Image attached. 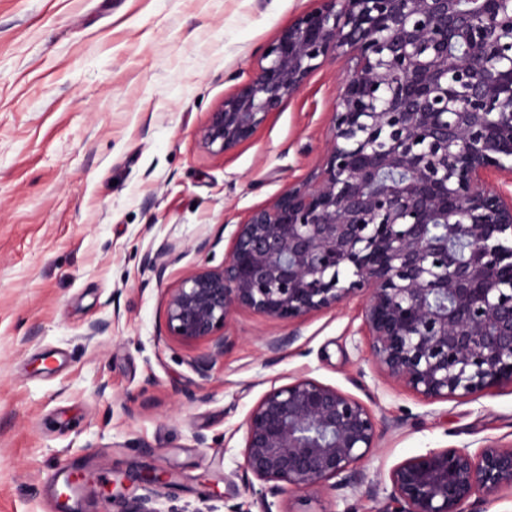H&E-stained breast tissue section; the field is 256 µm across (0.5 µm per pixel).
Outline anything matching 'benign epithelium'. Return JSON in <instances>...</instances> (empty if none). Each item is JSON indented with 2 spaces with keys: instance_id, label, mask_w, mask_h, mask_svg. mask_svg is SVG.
<instances>
[{
  "instance_id": "7a95c632",
  "label": "benign epithelium",
  "mask_w": 512,
  "mask_h": 512,
  "mask_svg": "<svg viewBox=\"0 0 512 512\" xmlns=\"http://www.w3.org/2000/svg\"><path fill=\"white\" fill-rule=\"evenodd\" d=\"M256 71L210 113L201 147L253 139L307 77L346 58L319 171L237 225L224 267L185 277L168 335H220L239 308L294 322L366 298L370 355L431 400L512 388V0H310ZM397 171L401 178L383 180ZM173 249L147 256L164 273ZM381 426L308 377L245 420L242 468L274 495L314 491L362 462ZM150 490L162 471L141 475ZM378 512H480L512 491V443L438 448L388 471Z\"/></svg>"
}]
</instances>
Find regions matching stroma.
Segmentation results:
<instances>
[{
	"instance_id": "obj_1",
	"label": "stroma",
	"mask_w": 512,
	"mask_h": 512,
	"mask_svg": "<svg viewBox=\"0 0 512 512\" xmlns=\"http://www.w3.org/2000/svg\"><path fill=\"white\" fill-rule=\"evenodd\" d=\"M309 0H0V512H128L139 473L169 476L160 512H259L244 420L296 377L337 387L381 420L360 469L376 483L436 448L512 442V389L429 402L374 365L364 302L289 324L248 309L213 340L167 333L181 280L219 269L248 214L323 160L344 60L312 72L256 138L214 156L210 112L252 75ZM175 251L163 275L144 258ZM108 328L88 337L90 323ZM207 364L206 375L197 367ZM272 512H376L365 487L271 497Z\"/></svg>"
}]
</instances>
